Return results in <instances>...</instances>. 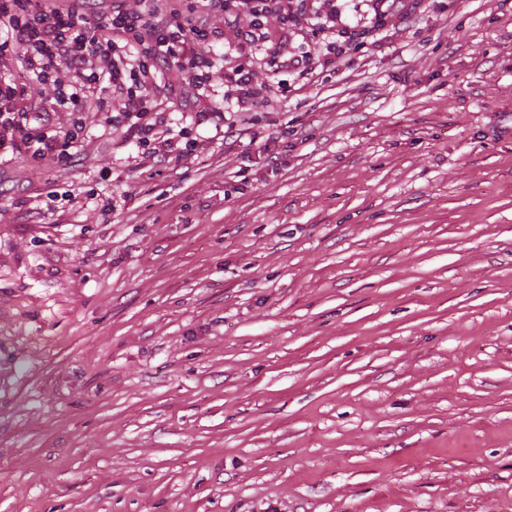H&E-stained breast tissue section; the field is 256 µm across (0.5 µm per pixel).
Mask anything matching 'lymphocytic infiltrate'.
Listing matches in <instances>:
<instances>
[{"instance_id": "obj_1", "label": "lymphocytic infiltrate", "mask_w": 512, "mask_h": 512, "mask_svg": "<svg viewBox=\"0 0 512 512\" xmlns=\"http://www.w3.org/2000/svg\"><path fill=\"white\" fill-rule=\"evenodd\" d=\"M315 0H143L128 9L127 0H112L108 13H97L92 0H0V65L11 63L20 79L0 82V155L26 146L36 161L71 163L78 153V132L40 134L17 141L15 133L26 115L28 80L51 84L55 101L78 115L101 105L100 93L123 101L111 124L126 128L152 165L181 161L188 150L175 139L158 135L164 114L145 86L171 67H179L196 91H205L214 67L200 45L224 44L234 64L224 80L235 88L224 110L246 117L259 104L270 103L268 87L256 81L255 69L270 61L276 72L308 82L316 69H328L347 51L376 45L388 16L411 15L426 0H367L364 22L349 24L336 11L320 12ZM250 16L225 44L208 25L212 16ZM276 17L279 31L266 26Z\"/></svg>"}]
</instances>
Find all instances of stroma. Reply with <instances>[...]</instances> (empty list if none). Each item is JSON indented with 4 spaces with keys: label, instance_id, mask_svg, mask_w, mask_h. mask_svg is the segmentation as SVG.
Wrapping results in <instances>:
<instances>
[{
    "label": "stroma",
    "instance_id": "stroma-1",
    "mask_svg": "<svg viewBox=\"0 0 512 512\" xmlns=\"http://www.w3.org/2000/svg\"><path fill=\"white\" fill-rule=\"evenodd\" d=\"M278 110L0 156V512H512V0Z\"/></svg>",
    "mask_w": 512,
    "mask_h": 512
}]
</instances>
